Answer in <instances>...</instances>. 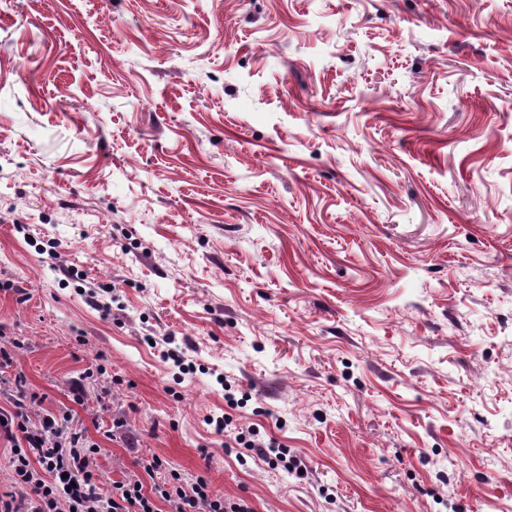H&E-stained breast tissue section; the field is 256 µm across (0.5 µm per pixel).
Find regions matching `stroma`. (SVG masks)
I'll use <instances>...</instances> for the list:
<instances>
[{
    "mask_svg": "<svg viewBox=\"0 0 512 512\" xmlns=\"http://www.w3.org/2000/svg\"><path fill=\"white\" fill-rule=\"evenodd\" d=\"M0 328L101 494L512 512V0H0ZM207 424L213 425L216 433H223L229 430L237 431L234 440L237 445L242 448L254 452L259 458L266 461L270 465L280 466L286 471L301 469V462L290 455V451L286 446L273 438H260L259 431L252 426H243L233 424V415L229 412L222 413L221 416L211 415L207 417ZM144 469L151 478L157 472H169L164 484H154L152 490L155 497L167 503L172 512H253L242 499L231 501L215 494L204 478H183L181 473L171 470L168 462L159 456H153Z\"/></svg>",
    "mask_w": 512,
    "mask_h": 512,
    "instance_id": "stroma-1",
    "label": "stroma"
}]
</instances>
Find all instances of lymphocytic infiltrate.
Returning a JSON list of instances; mask_svg holds the SVG:
<instances>
[{
    "instance_id": "lymphocytic-infiltrate-1",
    "label": "lymphocytic infiltrate",
    "mask_w": 512,
    "mask_h": 512,
    "mask_svg": "<svg viewBox=\"0 0 512 512\" xmlns=\"http://www.w3.org/2000/svg\"><path fill=\"white\" fill-rule=\"evenodd\" d=\"M6 399L10 407L0 410V437L11 443L13 482L28 494L20 498L12 492L0 493V512H159L161 501L171 512H252L244 501L215 494L204 478H183L157 456L146 464V472L152 475L164 470L168 476L164 484L154 486L152 495L144 494L138 480L113 483L111 494L102 495L91 467L98 445L72 432L67 416L49 414L31 422V401L24 393H10ZM224 400L226 412L207 419L216 433L235 428L236 444L268 464L288 471L300 469V462L284 444L260 437L253 427L234 425L231 411L238 402L229 393Z\"/></svg>"
}]
</instances>
